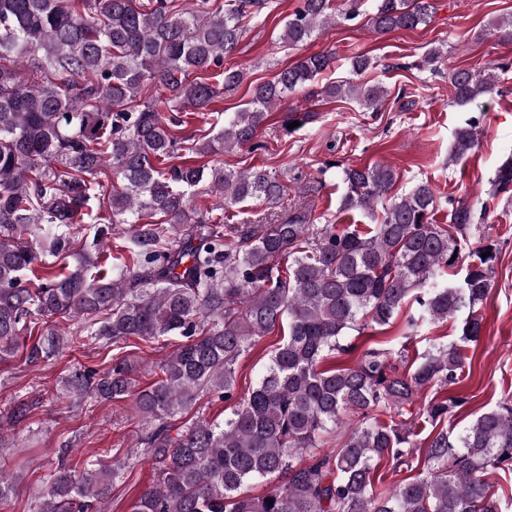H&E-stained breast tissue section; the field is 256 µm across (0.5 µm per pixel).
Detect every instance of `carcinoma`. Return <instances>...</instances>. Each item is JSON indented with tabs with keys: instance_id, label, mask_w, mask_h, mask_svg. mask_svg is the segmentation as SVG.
I'll list each match as a JSON object with an SVG mask.
<instances>
[{
	"instance_id": "1",
	"label": "carcinoma",
	"mask_w": 512,
	"mask_h": 512,
	"mask_svg": "<svg viewBox=\"0 0 512 512\" xmlns=\"http://www.w3.org/2000/svg\"><path fill=\"white\" fill-rule=\"evenodd\" d=\"M280 36L299 46L323 27L359 16L333 0H299ZM266 0H0V354L20 353L37 366L82 336L120 343L181 344L140 385L137 368L112 355L107 369L80 366L61 378L64 397L131 401L150 423L143 453L155 483L131 512H502L492 477L512 471V402L488 409L459 431L442 426L457 397L434 399L425 419L434 431L425 457L413 412L419 392L457 384L464 346L479 341V309L490 293L497 260L492 244L463 259V234L474 224L466 202L450 203L448 223H433L437 201L427 181L404 196L391 190L396 173L382 164L339 167L346 191L340 209L377 224L338 228L314 224L311 213L265 210L285 185L263 166L224 168L208 155L266 148L269 113L331 68L336 53L298 59L252 86L250 100L224 114L202 143L180 135L184 111L203 110L231 93L245 72L229 63L247 23ZM431 0H373L368 22L379 33L431 23ZM361 75L375 68L364 53L348 57ZM454 102L484 94L493 75L466 68L448 74ZM381 84L327 83L311 96L344 95L377 109ZM313 111L288 108L284 133ZM476 119L456 128L451 155L478 140ZM103 175L106 182L98 176ZM496 192L512 191V156L495 172ZM205 185L222 213L191 205ZM255 221L236 223L241 205ZM94 221L84 234V217ZM121 245L103 255L111 237ZM76 252L77 267L48 258ZM466 264L455 279L454 270ZM409 330L463 317L460 343L431 339L410 366L404 351L372 345L351 367L322 368L345 353L348 331L384 327L404 306ZM287 325L252 391L224 423L199 417L176 425L200 394L236 399L235 365L257 339ZM37 408L17 401L0 421V454L14 447L10 431ZM358 417L346 440L324 452V436ZM384 473H379L380 468ZM130 458L81 465L58 458L38 497V512H102L126 478ZM271 482L262 496L246 487ZM273 503H268V500Z\"/></svg>"
}]
</instances>
